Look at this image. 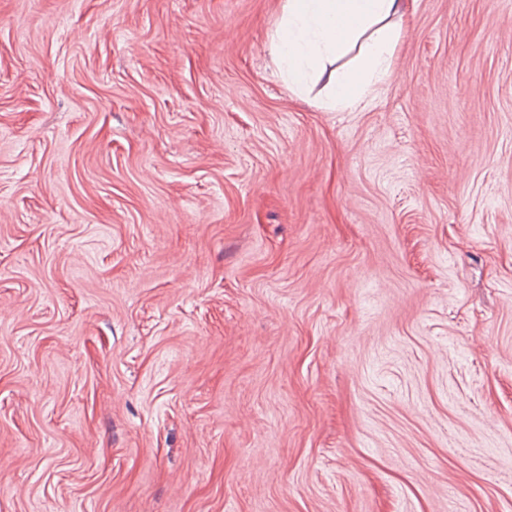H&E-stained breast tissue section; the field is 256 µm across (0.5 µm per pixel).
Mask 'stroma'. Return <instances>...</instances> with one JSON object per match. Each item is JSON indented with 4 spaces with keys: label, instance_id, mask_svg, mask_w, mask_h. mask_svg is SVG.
I'll return each instance as SVG.
<instances>
[{
    "label": "stroma",
    "instance_id": "35a3bbf8",
    "mask_svg": "<svg viewBox=\"0 0 512 512\" xmlns=\"http://www.w3.org/2000/svg\"><path fill=\"white\" fill-rule=\"evenodd\" d=\"M283 4L0 0V512H512V0ZM408 0H285L271 47L288 89L301 91L326 61L357 48L322 106L354 112L390 74Z\"/></svg>",
    "mask_w": 512,
    "mask_h": 512
}]
</instances>
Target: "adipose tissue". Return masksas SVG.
Here are the masks:
<instances>
[{"label": "adipose tissue", "instance_id": "1", "mask_svg": "<svg viewBox=\"0 0 512 512\" xmlns=\"http://www.w3.org/2000/svg\"><path fill=\"white\" fill-rule=\"evenodd\" d=\"M408 0H285L271 47L289 90H302L326 61L354 53L323 106L356 111L390 74Z\"/></svg>", "mask_w": 512, "mask_h": 512}]
</instances>
